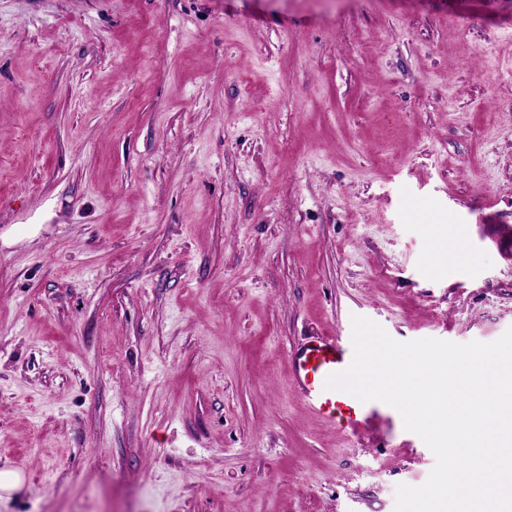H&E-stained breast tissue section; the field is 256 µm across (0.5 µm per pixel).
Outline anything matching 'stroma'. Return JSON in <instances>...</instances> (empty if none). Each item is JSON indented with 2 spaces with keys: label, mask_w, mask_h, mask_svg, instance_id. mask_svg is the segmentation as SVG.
<instances>
[{
  "label": "stroma",
  "mask_w": 512,
  "mask_h": 512,
  "mask_svg": "<svg viewBox=\"0 0 512 512\" xmlns=\"http://www.w3.org/2000/svg\"><path fill=\"white\" fill-rule=\"evenodd\" d=\"M511 103L512 0H0V512H395L289 352L512 327Z\"/></svg>",
  "instance_id": "obj_1"
}]
</instances>
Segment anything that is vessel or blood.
Here are the masks:
<instances>
[{
  "label": "vessel or blood",
  "instance_id": "b4317fda",
  "mask_svg": "<svg viewBox=\"0 0 512 512\" xmlns=\"http://www.w3.org/2000/svg\"><path fill=\"white\" fill-rule=\"evenodd\" d=\"M352 357V347L341 337H310L290 354V379L312 413L356 435L367 429L374 415L370 403L325 387L327 377L345 370Z\"/></svg>",
  "mask_w": 512,
  "mask_h": 512
}]
</instances>
